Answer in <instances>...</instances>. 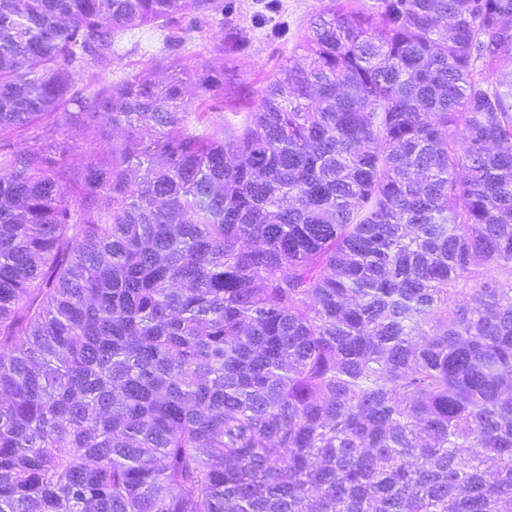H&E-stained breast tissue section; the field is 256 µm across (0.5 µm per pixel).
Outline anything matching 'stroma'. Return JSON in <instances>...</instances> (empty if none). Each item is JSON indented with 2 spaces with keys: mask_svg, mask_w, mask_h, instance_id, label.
Returning <instances> with one entry per match:
<instances>
[{
  "mask_svg": "<svg viewBox=\"0 0 512 512\" xmlns=\"http://www.w3.org/2000/svg\"><path fill=\"white\" fill-rule=\"evenodd\" d=\"M327 0H235L233 13L213 15L203 34L187 40L179 62L186 70H195L202 61L223 56L224 102L221 111L212 113V120L241 122L251 111L267 76L286 63L305 34L310 20L326 5ZM243 38L247 48L242 52L228 51L236 38ZM159 45L150 33H143L137 53L119 55L112 66L102 70L103 78L140 74L153 81L167 78L165 65L154 58ZM123 131H108L104 140L89 144L82 129L61 126L57 131L30 132L14 138L16 149L39 146L41 138L55 140L73 166H81L92 149H105L109 141H117Z\"/></svg>",
  "mask_w": 512,
  "mask_h": 512,
  "instance_id": "35a3bbf8",
  "label": "stroma"
}]
</instances>
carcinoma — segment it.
<instances>
[{
	"mask_svg": "<svg viewBox=\"0 0 512 512\" xmlns=\"http://www.w3.org/2000/svg\"><path fill=\"white\" fill-rule=\"evenodd\" d=\"M351 2L216 127L220 0H0V512H512V0ZM141 49L134 54L124 55L125 49L119 51V56L109 68L100 71V76L108 80L129 74H142L153 81L163 82L167 78L166 64H159L152 59V53L159 49L158 42L151 37L147 30L141 34ZM99 122L107 134V138L98 141L96 145L89 144L82 129L78 127L63 125L64 121L62 118H60V123L62 126L59 130H57V132H53L50 129L36 130L19 137H15L12 140V144L16 149L19 150H26L37 147L42 141L38 138L37 133H39V136L43 135L42 139L49 137V141L55 140L61 150H63L68 157L70 163L75 167H80L84 163L85 157L94 148L95 150H104L107 148L110 138L112 141H118L124 137V131H112V127L106 123V116H101L99 118Z\"/></svg>",
	"mask_w": 512,
	"mask_h": 512,
	"instance_id": "cac0c4a2",
	"label": "carcinoma"
}]
</instances>
